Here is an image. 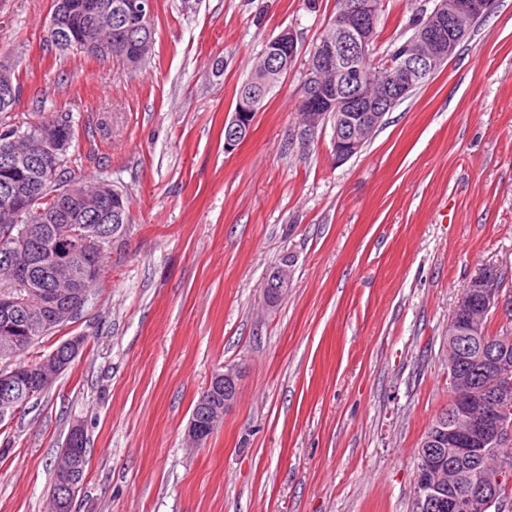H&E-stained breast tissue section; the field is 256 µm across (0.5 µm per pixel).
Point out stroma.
I'll return each mask as SVG.
<instances>
[{
  "label": "stroma",
  "instance_id": "1",
  "mask_svg": "<svg viewBox=\"0 0 512 512\" xmlns=\"http://www.w3.org/2000/svg\"><path fill=\"white\" fill-rule=\"evenodd\" d=\"M376 54L432 0H382ZM51 0H0L20 117L66 115L87 178L129 197L128 230L80 317L26 354L83 351L0 423V512H49L72 428L75 512H410L416 454L448 406V320L493 270L512 297V0L337 163L331 126L293 136L296 92L336 0H154L151 59L127 69L48 38ZM300 54L234 154L224 119L266 41ZM288 258L291 286L264 282ZM239 393L187 441L211 376Z\"/></svg>",
  "mask_w": 512,
  "mask_h": 512
}]
</instances>
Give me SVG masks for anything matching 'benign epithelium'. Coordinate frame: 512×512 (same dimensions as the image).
I'll use <instances>...</instances> for the list:
<instances>
[{
  "mask_svg": "<svg viewBox=\"0 0 512 512\" xmlns=\"http://www.w3.org/2000/svg\"><path fill=\"white\" fill-rule=\"evenodd\" d=\"M434 7L424 12L422 20L413 25V33L394 51L378 62L377 74L366 77L354 65L358 59L367 60L376 46L381 0H346L336 15V33L322 38L312 51L306 74L311 99L306 112L294 129L301 143L311 141L325 123L332 124L333 148L336 162L343 163L361 152L381 126L385 114L410 96L423 81L439 72L468 36L472 25L493 10L494 0L477 4L464 0H433ZM154 0H123L114 7L112 21H107L96 0H51L49 36L64 40L86 51H97L100 44L96 30L109 26L114 42L124 52L126 63L135 68L145 62L153 45L136 32L149 30ZM299 55L298 39L290 28L273 36L262 58L272 68L292 65ZM264 98L248 104V111L233 112L224 121V153L231 154L241 145L246 126L254 125L258 112L264 108ZM75 138L74 129L54 122L40 125L34 135L0 125V164L4 172H15L18 157L25 159L21 176L4 180L6 214L3 223L9 225L0 237V247L13 269L8 290L0 295V333L16 337L18 332L32 333L17 324V310L22 299L17 293L25 291L36 298L38 326L51 329L73 319L79 309L82 294L77 288L59 291L55 288H36L30 278L37 257L21 243L29 239L32 228L18 225L27 210L41 194V183L31 173L52 174L65 166ZM52 196L56 209L44 214V222L54 224L60 216L74 222L89 215L107 223H122L126 207V192L107 179L95 185L76 180L53 183ZM120 241L119 234L102 227L90 236L54 234L49 240V279L58 282L98 281L102 277L99 255ZM80 254L82 262L74 269L71 257ZM496 274L486 270L462 290L458 307L466 312L460 321L448 320V357L450 369L469 341L484 336L483 315L505 303L495 288ZM69 351L56 350L41 367L33 368L15 359L17 347L5 343L0 349L6 371L0 373V422L13 418L20 404L33 392L46 389L78 356L80 340L68 343ZM512 349V334L494 336L473 357L472 362L484 372L489 382L483 386L466 374H454L452 385L456 392L448 416L436 436L424 439L427 448L450 447L462 458L494 454L498 465L480 473L476 481L454 488L448 497L435 492L432 476L444 472L442 460L433 459L429 468L415 477L418 492L416 512H497L501 493L512 488V360L505 355ZM240 372L233 367L211 378L196 410L191 415L188 438L196 445L205 443L215 430L217 421L232 405L238 394ZM62 455L67 468L62 480L54 485L53 495L61 507H66L71 479L81 459L78 436L71 437Z\"/></svg>",
  "mask_w": 512,
  "mask_h": 512,
  "instance_id": "1",
  "label": "benign epithelium"
}]
</instances>
